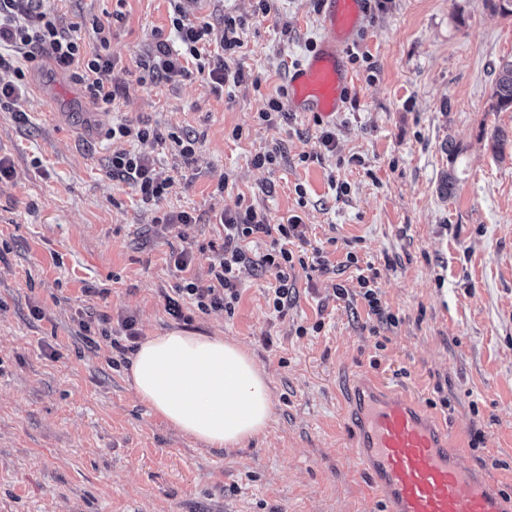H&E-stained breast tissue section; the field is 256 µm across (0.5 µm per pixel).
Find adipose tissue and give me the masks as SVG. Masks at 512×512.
Here are the masks:
<instances>
[{
  "instance_id": "1",
  "label": "adipose tissue",
  "mask_w": 512,
  "mask_h": 512,
  "mask_svg": "<svg viewBox=\"0 0 512 512\" xmlns=\"http://www.w3.org/2000/svg\"><path fill=\"white\" fill-rule=\"evenodd\" d=\"M137 398L184 435L238 448L272 417L268 381L239 344L171 330L143 341L130 364Z\"/></svg>"
}]
</instances>
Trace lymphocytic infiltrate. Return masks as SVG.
<instances>
[{
  "label": "lymphocytic infiltrate",
  "instance_id": "f902f5d3",
  "mask_svg": "<svg viewBox=\"0 0 512 512\" xmlns=\"http://www.w3.org/2000/svg\"><path fill=\"white\" fill-rule=\"evenodd\" d=\"M172 26L180 47L171 49L162 34H155V50L145 68L153 80L175 81L188 77L190 72L206 76L214 87L239 81L241 74L233 70L230 61L240 49L242 41L237 34L235 19H228L220 40V53H211L212 28L208 22L187 17L182 8H175ZM97 51L83 55L82 46L63 24L62 18L43 10L42 0H0V108L14 106L26 92V68L38 61L42 54H50L58 66L72 70L74 79L83 87L85 95L102 110H111L116 99L112 87V57L110 31L99 26L94 30ZM109 139L126 141V148L114 151L111 168L114 175L129 180L142 202L163 198L171 182L158 178L155 172L154 151L166 142H173L179 156L188 159L196 153L192 139L173 137L165 140L155 128L133 127L125 123L112 125L106 132ZM224 228L222 242H209L211 253L209 279L199 281L190 276L194 252L185 248L174 253V267L182 277L167 298L166 307L175 318H182L181 299H189L198 310L233 311L240 297L239 282L242 267L248 264V246L256 237L269 241L258 255L257 265L275 279L268 290V305L276 313L288 306L289 281L296 266L305 265L304 256L290 247L292 240L303 239L305 231L300 216H290L286 223L270 224L255 207L228 210L219 217Z\"/></svg>",
  "mask_w": 512,
  "mask_h": 512
}]
</instances>
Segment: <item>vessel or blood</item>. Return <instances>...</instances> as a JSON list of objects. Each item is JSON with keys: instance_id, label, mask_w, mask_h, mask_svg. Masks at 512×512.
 <instances>
[{"instance_id": "obj_1", "label": "vessel or blood", "mask_w": 512, "mask_h": 512, "mask_svg": "<svg viewBox=\"0 0 512 512\" xmlns=\"http://www.w3.org/2000/svg\"><path fill=\"white\" fill-rule=\"evenodd\" d=\"M364 12L365 0H320L322 36L288 72L290 111L327 120L343 112L352 80L346 49ZM348 418L354 461L381 512H512V500L451 450L447 425L407 395L357 374Z\"/></svg>"}]
</instances>
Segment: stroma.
<instances>
[{
  "instance_id": "obj_1",
  "label": "stroma",
  "mask_w": 512,
  "mask_h": 512,
  "mask_svg": "<svg viewBox=\"0 0 512 512\" xmlns=\"http://www.w3.org/2000/svg\"><path fill=\"white\" fill-rule=\"evenodd\" d=\"M47 4L86 52L95 25L111 28L117 97L101 110L45 54L18 103L27 122L0 110V156L15 169L0 181V512H372L342 409L357 369L440 416L464 462L512 497V151L490 140L496 128L512 138V109L491 98L512 16L490 0H382L353 46L344 112L321 127L288 111L269 128L258 114L318 42L319 0H182L214 36L239 22L242 78L220 90L195 73L142 81L172 0ZM118 122L198 138L191 159L157 154L173 181L159 201L113 175L105 132ZM326 127L332 153L319 147ZM268 151L273 163L253 166ZM241 201L270 224L301 216L300 250L324 249L330 271L296 269L279 314L272 276L247 266L233 312L188 304L174 318L172 252L223 237L217 217ZM182 211L197 223L156 222ZM350 251L372 264L396 324L335 295L353 284ZM101 317L110 337L82 330ZM128 317L145 338L182 329L245 348L268 378L267 429L210 448L152 412L112 345Z\"/></svg>"
}]
</instances>
